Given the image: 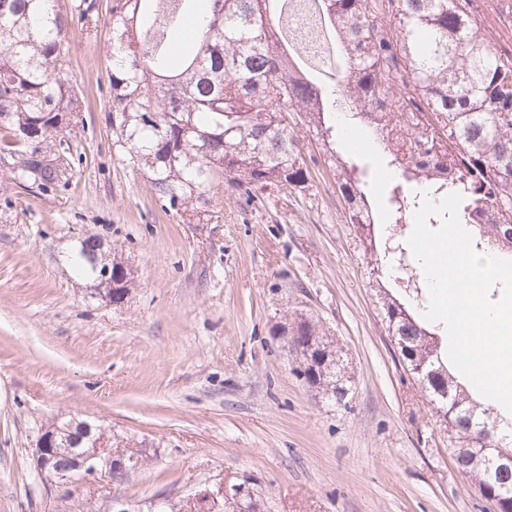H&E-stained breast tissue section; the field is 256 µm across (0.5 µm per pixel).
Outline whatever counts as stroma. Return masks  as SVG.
<instances>
[{
  "label": "stroma",
  "mask_w": 512,
  "mask_h": 512,
  "mask_svg": "<svg viewBox=\"0 0 512 512\" xmlns=\"http://www.w3.org/2000/svg\"><path fill=\"white\" fill-rule=\"evenodd\" d=\"M68 28L65 74L84 98L68 191L0 174V512H137L250 479L260 512H495L459 474L424 390L404 369L333 175L309 137V188L220 186L162 204L107 118L109 27ZM131 270L120 305L88 298L63 254L80 233ZM310 316L348 364L343 406L296 373L278 326ZM74 416L148 458L122 484L38 474L42 428Z\"/></svg>",
  "instance_id": "1"
}]
</instances>
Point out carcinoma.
I'll list each match as a JSON object with an SVG mask.
<instances>
[{"mask_svg":"<svg viewBox=\"0 0 512 512\" xmlns=\"http://www.w3.org/2000/svg\"><path fill=\"white\" fill-rule=\"evenodd\" d=\"M290 0H112L108 117L129 163L150 172L158 198H201L220 180L245 193L305 189L311 172L288 131L294 112L314 133L344 200L347 223L373 256L376 216L366 173L345 160L338 113L351 114L396 170L384 210L389 236L424 197L459 193L461 223L485 255L512 258V51L482 31L473 0H310L338 47L335 73L311 69L293 50ZM67 11L54 0H0V164L19 188L39 196L73 178L60 131L84 123L83 97L63 75ZM390 276L402 275L416 308L378 285L388 333L403 339V365L442 410L456 469L481 496L512 512V472L479 452L485 426L512 454V417L480 407L448 370L440 331L424 306L413 265L390 245ZM85 277L86 251L68 254ZM302 346L325 342L308 317L289 322ZM340 402L344 385L322 370L297 369Z\"/></svg>","mask_w":512,"mask_h":512,"instance_id":"obj_1","label":"carcinoma"}]
</instances>
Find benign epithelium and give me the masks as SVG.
I'll return each mask as SVG.
<instances>
[{
  "label": "benign epithelium",
  "mask_w": 512,
  "mask_h": 512,
  "mask_svg": "<svg viewBox=\"0 0 512 512\" xmlns=\"http://www.w3.org/2000/svg\"><path fill=\"white\" fill-rule=\"evenodd\" d=\"M94 252L101 256L95 262L90 280L86 286L90 297L105 303L112 302L114 281H129V269L121 264L107 262L105 243L95 241ZM35 469L46 477H69L72 473L86 476L107 475L138 468L143 459L131 458L107 447L104 429L86 420L75 417L60 421L53 420L42 428L32 452ZM232 512H256V493L243 482L231 486L218 485L190 494L179 502L163 494L155 495L149 502V512H167L181 509V512H219L224 504Z\"/></svg>",
  "instance_id": "7a95c632"
}]
</instances>
